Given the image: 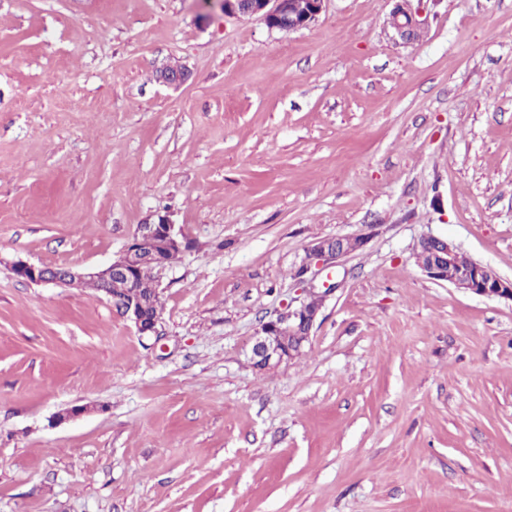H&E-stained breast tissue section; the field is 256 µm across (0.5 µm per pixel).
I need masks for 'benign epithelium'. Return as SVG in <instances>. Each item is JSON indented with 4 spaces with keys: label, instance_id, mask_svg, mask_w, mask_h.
I'll return each mask as SVG.
<instances>
[{
    "label": "benign epithelium",
    "instance_id": "benign-epithelium-1",
    "mask_svg": "<svg viewBox=\"0 0 512 512\" xmlns=\"http://www.w3.org/2000/svg\"><path fill=\"white\" fill-rule=\"evenodd\" d=\"M426 0H396L390 14V25L400 39L411 42L420 40L426 33L429 14ZM326 0H222L224 13L232 16L255 17L270 29H286L290 32L309 28L318 22L324 12ZM190 70L184 65L169 66L160 71L158 81L167 86L179 87L187 83ZM421 241L431 245L430 261L420 265L423 272L432 280L448 283L480 296L499 297L512 301V281L499 276L488 264L475 262L462 268L457 263L458 252L448 239L427 235ZM367 242L364 235L331 236L315 241L308 249L306 261L298 268L297 280L306 282L311 265L325 269L336 266V261L361 249ZM188 240L181 228L171 219L167 211H156L152 220L139 225L131 242L123 253L109 266L98 271L77 272L70 267H50L34 265L23 260L11 264L12 274L34 284H55L72 287L92 278L105 283L112 277H130L141 260L151 259L157 265H164L161 253L167 249H181ZM327 291L318 294L307 293V299L288 314L263 323L252 336L249 354L251 360L270 369L293 358L297 350L304 346L311 328L322 308ZM120 314L130 320L138 335L157 334L159 318L147 317L135 301L121 308ZM298 335L299 344L290 347L285 335Z\"/></svg>",
    "mask_w": 512,
    "mask_h": 512
}]
</instances>
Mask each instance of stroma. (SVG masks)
<instances>
[{
  "instance_id": "1",
  "label": "stroma",
  "mask_w": 512,
  "mask_h": 512,
  "mask_svg": "<svg viewBox=\"0 0 512 512\" xmlns=\"http://www.w3.org/2000/svg\"><path fill=\"white\" fill-rule=\"evenodd\" d=\"M393 7L288 35L0 0V512H512V302L413 257L433 234L512 280V0H433L411 43ZM163 209L191 245L158 337L8 268H105ZM358 234L303 353L254 370L310 244Z\"/></svg>"
}]
</instances>
